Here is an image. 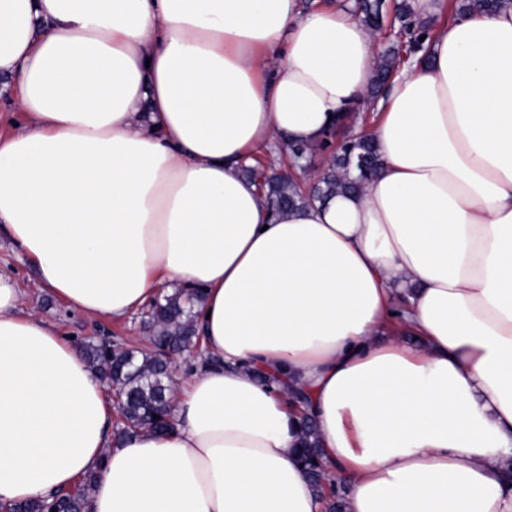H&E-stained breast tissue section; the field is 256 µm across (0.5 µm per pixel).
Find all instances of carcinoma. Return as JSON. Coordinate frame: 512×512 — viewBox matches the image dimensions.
I'll return each mask as SVG.
<instances>
[{
  "label": "carcinoma",
  "instance_id": "carcinoma-1",
  "mask_svg": "<svg viewBox=\"0 0 512 512\" xmlns=\"http://www.w3.org/2000/svg\"><path fill=\"white\" fill-rule=\"evenodd\" d=\"M349 10L361 17L364 24L375 30L387 16L385 0H352ZM512 8V0H455L454 10L468 12L484 10L497 13ZM394 18L398 27L390 45L378 53L372 83L368 92L371 100L383 93L392 73L411 62L413 56L424 49L420 36L431 38L428 26L412 11L408 0L394 6ZM333 129L322 133L319 140L309 143L287 142V157L297 165L308 164L315 149L331 147ZM263 162H258V166ZM265 166V165H263ZM380 158L373 139L362 133L350 136L333 152L331 162L318 182L307 191L293 178L271 166L259 170L257 166L243 168V175L255 181L262 180L269 205L276 211H284L313 198L323 199L340 193H354L377 172ZM200 289L185 291L175 289L164 294L149 307L144 321L148 343L142 348L128 351V360L120 362L117 353L103 341L87 342L81 351L90 368L108 386L112 387L120 403L116 404L124 422L118 423L115 436L128 437L141 431L164 432L171 422L172 394L166 374L167 363L162 358L164 350L183 351L198 344L195 324V307L203 301ZM322 450L318 448L315 426L306 424L301 441L300 461L312 483L316 495L322 494L324 472L318 469ZM96 475L84 476L74 490L55 494L45 499L14 503L9 512H88L92 487Z\"/></svg>",
  "mask_w": 512,
  "mask_h": 512
}]
</instances>
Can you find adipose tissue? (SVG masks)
Masks as SVG:
<instances>
[{
	"mask_svg": "<svg viewBox=\"0 0 512 512\" xmlns=\"http://www.w3.org/2000/svg\"><path fill=\"white\" fill-rule=\"evenodd\" d=\"M376 104L362 194L273 213L241 173L365 102L342 0H0V235L124 319L200 288L174 429L112 441L78 350L0 273V503L95 474L91 512H512V10L435 30ZM2 92L0 98V134L7 135L20 130L26 123L22 112H14L12 105ZM17 123V126H14ZM322 450L318 448L314 424L306 423L305 435L301 441L300 461L312 483L313 490L317 496H321L324 472L316 469L319 466Z\"/></svg>",
	"mask_w": 512,
	"mask_h": 512,
	"instance_id": "obj_1",
	"label": "adipose tissue"
}]
</instances>
